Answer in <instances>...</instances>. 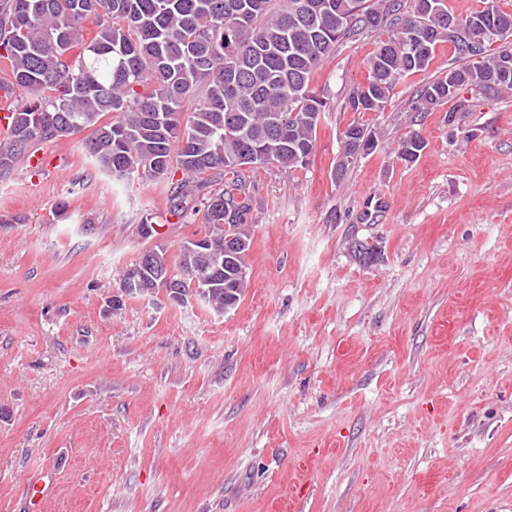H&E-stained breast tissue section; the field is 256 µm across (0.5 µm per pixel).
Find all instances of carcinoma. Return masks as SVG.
<instances>
[{"instance_id": "obj_1", "label": "carcinoma", "mask_w": 512, "mask_h": 512, "mask_svg": "<svg viewBox=\"0 0 512 512\" xmlns=\"http://www.w3.org/2000/svg\"><path fill=\"white\" fill-rule=\"evenodd\" d=\"M89 18L96 30L87 38ZM371 34L381 39L347 97L353 112L383 111L398 80L425 70L445 42L462 63L422 86L416 114L469 86L512 89V13L496 0L465 17L447 0H0V58L27 94L13 108L0 173L42 144L88 132L81 147L100 171L163 184L167 213L205 229L200 251L147 250L150 261L127 269L135 278L109 307L153 297L156 273L169 268L175 291L222 314L249 281L253 217L236 195L246 186L242 159L262 146L279 168L306 166L328 111L314 77L345 40ZM341 139L337 178L357 142L378 145L360 122ZM425 149L411 130L395 152L413 163ZM228 236L240 248L226 255ZM195 265L208 267L206 278Z\"/></svg>"}]
</instances>
